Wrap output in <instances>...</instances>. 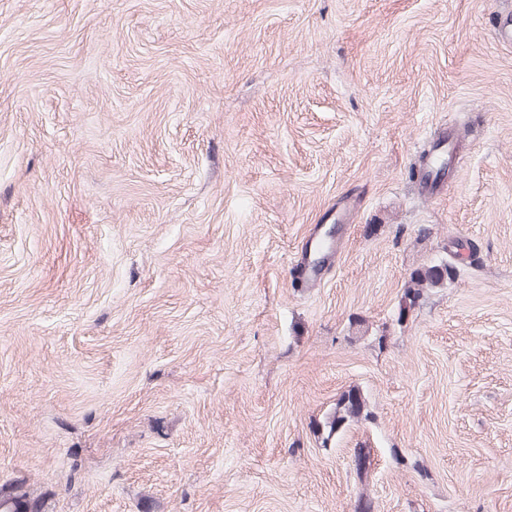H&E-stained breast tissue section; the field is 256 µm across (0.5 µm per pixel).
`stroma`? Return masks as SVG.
<instances>
[{"label": "stroma", "mask_w": 512, "mask_h": 512, "mask_svg": "<svg viewBox=\"0 0 512 512\" xmlns=\"http://www.w3.org/2000/svg\"><path fill=\"white\" fill-rule=\"evenodd\" d=\"M499 8L0 0V485L41 512H512ZM354 385L371 420L322 443ZM456 275L454 267L448 262L423 267L414 271L399 300V318H405L408 312L419 304L424 288H436Z\"/></svg>", "instance_id": "35a3bbf8"}]
</instances>
